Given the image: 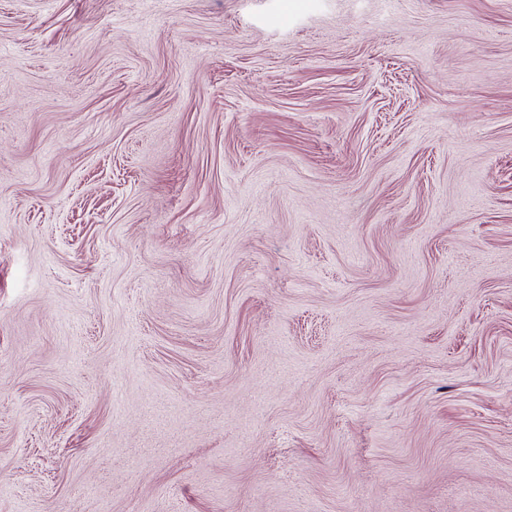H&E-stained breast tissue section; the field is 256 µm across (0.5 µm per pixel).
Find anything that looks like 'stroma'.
I'll use <instances>...</instances> for the list:
<instances>
[{"label":"stroma","mask_w":512,"mask_h":512,"mask_svg":"<svg viewBox=\"0 0 512 512\" xmlns=\"http://www.w3.org/2000/svg\"><path fill=\"white\" fill-rule=\"evenodd\" d=\"M0 512H512V0H0Z\"/></svg>","instance_id":"stroma-1"}]
</instances>
